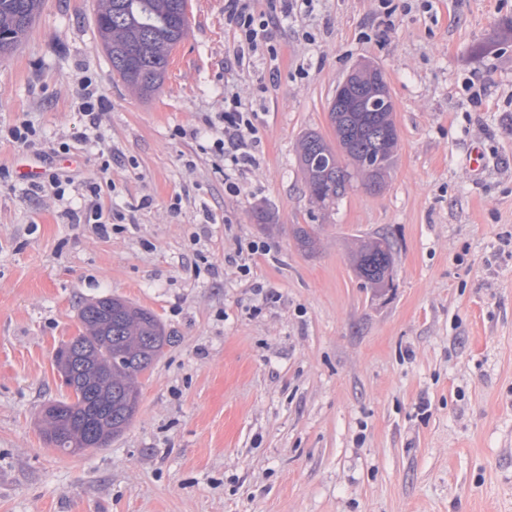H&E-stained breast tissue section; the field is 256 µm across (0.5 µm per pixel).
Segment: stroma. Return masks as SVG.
Wrapping results in <instances>:
<instances>
[{
    "instance_id": "obj_1",
    "label": "stroma",
    "mask_w": 512,
    "mask_h": 512,
    "mask_svg": "<svg viewBox=\"0 0 512 512\" xmlns=\"http://www.w3.org/2000/svg\"><path fill=\"white\" fill-rule=\"evenodd\" d=\"M96 3L45 0L0 55V126L39 133L0 139V512H512V0H393L383 33L377 0H310L231 72L225 0H188L147 98L113 78ZM364 63L389 87L398 155L381 192L354 185L325 213L297 143L333 139L331 98ZM87 78L106 107L84 143ZM228 94L259 114L235 193L213 147ZM92 202L122 229L65 218ZM377 234L395 243L384 292L351 263ZM253 241L266 252L245 259ZM105 296L174 341L124 432L66 454L40 423L69 395L54 356Z\"/></svg>"
}]
</instances>
